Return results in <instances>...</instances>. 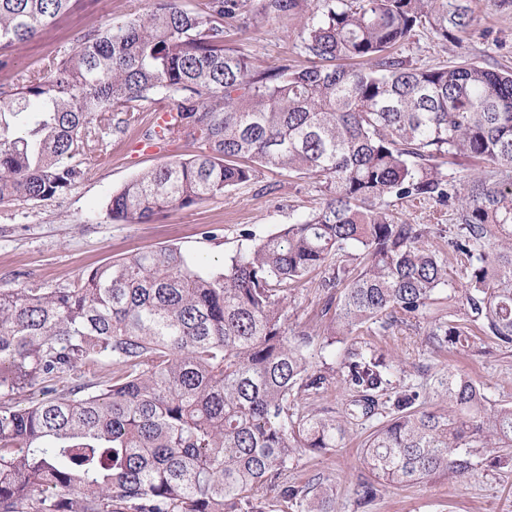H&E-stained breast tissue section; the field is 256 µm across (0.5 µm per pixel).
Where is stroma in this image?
I'll return each mask as SVG.
<instances>
[{"mask_svg": "<svg viewBox=\"0 0 512 512\" xmlns=\"http://www.w3.org/2000/svg\"><path fill=\"white\" fill-rule=\"evenodd\" d=\"M250 3L251 13L227 24L231 46L263 66L304 63L299 45L306 15L285 23L262 22L253 16L260 0ZM151 6L152 0H80L36 39L0 52L11 62L9 70L0 71V83L42 71L49 58L72 47L80 31L120 23ZM469 6L475 21L461 40L445 42L422 33L403 47V56L416 66L465 56L512 68V0H470ZM157 117L155 104H147L139 127L109 135L106 152L66 193L36 204L0 207V288H66L93 267L166 245L219 266L246 247L245 233L267 236L321 202L312 180L265 169L255 183L188 209L169 210L153 223L113 220L107 209L113 191L142 171L196 151L179 140L145 146L143 132L156 125ZM323 305L315 284L298 288L287 305L289 333H322L329 322ZM360 338L392 361L393 387L414 388L426 409L447 412L445 385L452 373L470 376L490 403L512 404V347L478 338L463 350L434 351L423 333L397 327L383 335L364 332ZM373 429L370 423L353 426L342 448L300 455L288 471L289 481L333 487L334 512H512V473L491 469L464 481L439 474L422 484L385 482L372 502L360 503L357 486L370 477L361 446Z\"/></svg>", "mask_w": 512, "mask_h": 512, "instance_id": "1", "label": "stroma"}]
</instances>
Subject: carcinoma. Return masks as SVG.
Segmentation results:
<instances>
[{"label":"carcinoma","mask_w":512,"mask_h":512,"mask_svg":"<svg viewBox=\"0 0 512 512\" xmlns=\"http://www.w3.org/2000/svg\"><path fill=\"white\" fill-rule=\"evenodd\" d=\"M469 0H263L285 21L310 12L307 63L262 68L226 44L224 19L248 0L145 14L90 28L45 74L0 83V206L67 192L137 122L169 120L148 141L205 150L144 171L113 192L112 218L146 224L247 185L263 168L313 180L318 208L205 269L168 246L113 260L69 288L0 289V512H333V491L288 482L302 453L342 447L350 426L377 479L419 484L512 469V405L448 377V413L391 387L385 356L351 340L367 325L427 344L480 334L512 345V71L466 58L417 67L402 46L425 30L457 40ZM76 0H0V49L34 39ZM489 164L471 183L443 160ZM448 210L410 224L397 204ZM462 279L464 317L431 316ZM317 276L333 312L313 364L310 334L288 335L287 300ZM117 375H101L108 365ZM70 380L63 390L59 385ZM338 384L340 410L312 408ZM35 388L41 398L22 405ZM275 490L272 496L269 491Z\"/></svg>","instance_id":"cac0c4a2"}]
</instances>
